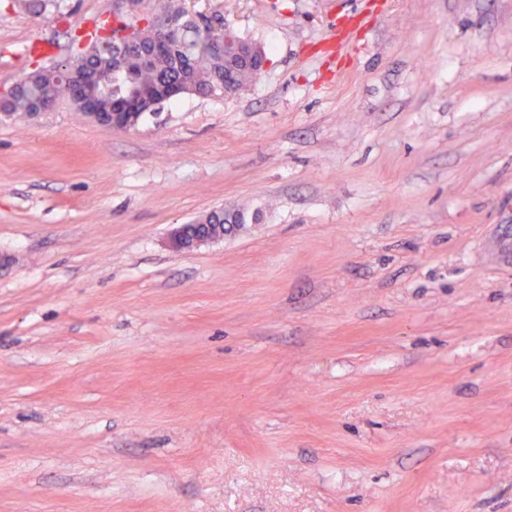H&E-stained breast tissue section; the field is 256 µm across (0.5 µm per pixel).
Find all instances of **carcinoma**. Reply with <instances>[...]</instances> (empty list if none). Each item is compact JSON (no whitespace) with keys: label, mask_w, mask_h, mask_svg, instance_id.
<instances>
[{"label":"carcinoma","mask_w":512,"mask_h":512,"mask_svg":"<svg viewBox=\"0 0 512 512\" xmlns=\"http://www.w3.org/2000/svg\"><path fill=\"white\" fill-rule=\"evenodd\" d=\"M129 4L132 13L147 7L157 18L172 21L176 27L174 42L168 46L153 48L149 36L142 32L124 49V72L112 82V101L124 106L125 120L130 127H135L143 115L155 110L150 102L164 91L186 87L197 95L215 93L219 88L214 85V75L222 68L239 88L260 75L258 71L224 66L220 41L208 40L197 22L170 0H129ZM77 63L78 60L71 59L31 72L29 82L8 99L4 115L30 114L34 99L40 94L71 98L65 69ZM201 223L243 224L245 218L220 209L211 212Z\"/></svg>","instance_id":"cac0c4a2"}]
</instances>
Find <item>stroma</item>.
<instances>
[{"mask_svg":"<svg viewBox=\"0 0 512 512\" xmlns=\"http://www.w3.org/2000/svg\"><path fill=\"white\" fill-rule=\"evenodd\" d=\"M178 4L261 76L0 115V512H512V0ZM122 11L0 0V87ZM221 224H245V218L239 213L224 214V209L213 210L197 224H179L175 227L170 233L168 246L174 252H181L216 239H224V230ZM190 225L196 226L192 235L188 229Z\"/></svg>","mask_w":512,"mask_h":512,"instance_id":"stroma-1","label":"stroma"}]
</instances>
